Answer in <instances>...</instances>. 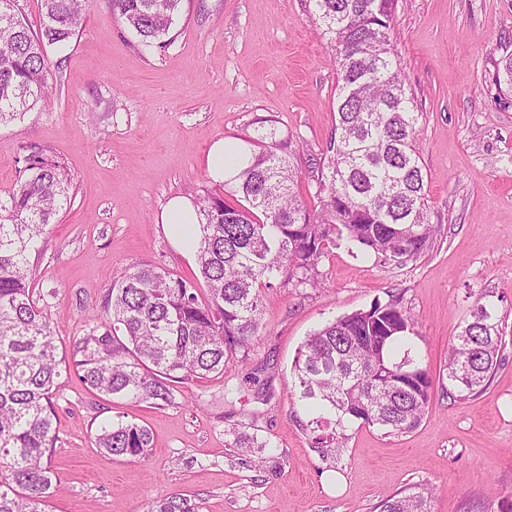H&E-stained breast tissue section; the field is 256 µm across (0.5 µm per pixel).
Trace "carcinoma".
<instances>
[{
  "instance_id": "obj_1",
  "label": "carcinoma",
  "mask_w": 512,
  "mask_h": 512,
  "mask_svg": "<svg viewBox=\"0 0 512 512\" xmlns=\"http://www.w3.org/2000/svg\"><path fill=\"white\" fill-rule=\"evenodd\" d=\"M33 31L16 0H0V124L23 117L52 89L47 47L63 45L85 21L90 0H40ZM182 0H109L112 14L145 47L163 48ZM316 29L336 51V132L327 170L317 178V205L296 190L298 155L281 150L277 131L264 128L263 150L239 175L238 197L199 199L198 274L176 277L143 265L113 280L96 324L75 342L73 367L81 382L104 396L169 403L174 387L224 372L246 352L260 327L261 292L282 276L310 281L328 249L353 245L404 265L432 245L425 173L415 146L420 118L396 42L398 0H311ZM512 93V51L493 77ZM27 175L0 199V512H46L55 452L53 397L67 370L57 331L34 299L29 253L71 202L65 170L34 152ZM478 297L471 319L448 349L446 393L477 396L490 383L503 346V328ZM415 322L391 299L341 316L314 331L292 366V390L313 417L315 448L336 452L348 424L390 435L417 428L434 393L428 369L398 344ZM97 447L113 456L151 451L149 430L131 422L100 428ZM154 512H195L174 494ZM381 512H430L428 489L409 487Z\"/></svg>"
}]
</instances>
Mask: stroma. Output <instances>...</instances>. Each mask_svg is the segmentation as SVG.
Instances as JSON below:
<instances>
[{"label": "stroma", "mask_w": 512, "mask_h": 512, "mask_svg": "<svg viewBox=\"0 0 512 512\" xmlns=\"http://www.w3.org/2000/svg\"><path fill=\"white\" fill-rule=\"evenodd\" d=\"M311 0H182L165 49L143 47L103 0L62 48L56 92L0 127V198L28 146L64 168L72 200L32 252L33 286L69 353L98 318L114 278L150 264L195 274L157 217L174 195L215 191L201 164L217 138L274 126L302 155L299 189L316 192L336 127L334 51ZM396 49L421 114L431 249L397 266L341 246L311 275L262 291L260 334L223 374L177 385L155 406L86 389L69 373L56 395L49 512H148L180 493L198 512H379L424 486L432 512H500L512 493V93L491 79L512 47V0H399ZM486 293L505 347L489 386L456 400L435 390L407 434L350 425L325 459L289 396L292 361L313 331L375 302L398 300L416 321L412 353L441 383L448 343ZM121 419L153 436L147 457L102 453L100 424ZM261 440L239 448L238 436Z\"/></svg>", "instance_id": "1"}]
</instances>
